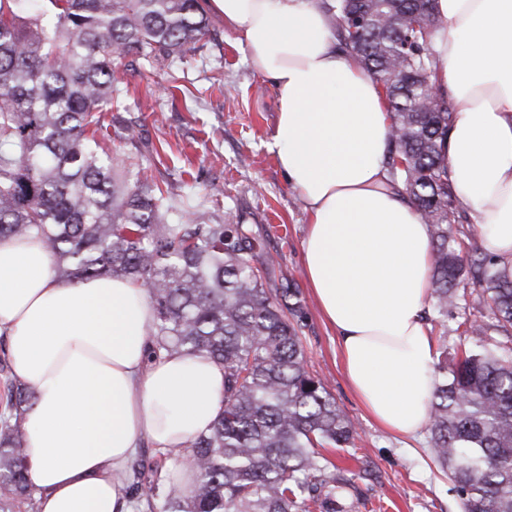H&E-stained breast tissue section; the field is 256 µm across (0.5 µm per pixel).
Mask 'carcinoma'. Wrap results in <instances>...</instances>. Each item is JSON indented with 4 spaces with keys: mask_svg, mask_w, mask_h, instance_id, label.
<instances>
[{
    "mask_svg": "<svg viewBox=\"0 0 512 512\" xmlns=\"http://www.w3.org/2000/svg\"><path fill=\"white\" fill-rule=\"evenodd\" d=\"M0 0V238L37 233L64 280L126 277L148 289L152 354H203L224 368V413L180 453L121 476L136 512H353L355 474L321 448L353 446L354 426L307 368L303 305L256 231L216 212L193 217L137 158L106 144L123 79L143 60L172 74L208 32L204 0ZM433 0H323L342 48L380 84L391 114L387 165L431 227L432 314L461 356L435 364L430 446L461 512H512V279L456 204L444 150L456 119L433 93ZM362 24L351 30L350 15ZM472 284V291L460 288ZM0 512L32 497L19 420L37 396L6 383ZM191 458L185 489L166 473Z\"/></svg>",
    "mask_w": 512,
    "mask_h": 512,
    "instance_id": "carcinoma-1",
    "label": "carcinoma"
}]
</instances>
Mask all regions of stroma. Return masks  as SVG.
Instances as JSON below:
<instances>
[{
    "mask_svg": "<svg viewBox=\"0 0 512 512\" xmlns=\"http://www.w3.org/2000/svg\"><path fill=\"white\" fill-rule=\"evenodd\" d=\"M205 46L174 76L136 62L124 77L125 107L113 113L112 147L139 156L153 179L173 187L196 213L258 225L276 258L273 284L291 280L304 305L303 347L309 371L322 377L352 420L353 448L331 459L350 467L363 503L355 512H460L453 484L435 460L430 433L401 440L366 415L342 371L337 337L324 323L306 282L301 243L307 215L268 149L278 116L271 81L257 74L247 51L217 14H209Z\"/></svg>",
    "mask_w": 512,
    "mask_h": 512,
    "instance_id": "stroma-1",
    "label": "stroma"
}]
</instances>
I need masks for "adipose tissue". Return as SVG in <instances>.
Masks as SVG:
<instances>
[{
  "mask_svg": "<svg viewBox=\"0 0 512 512\" xmlns=\"http://www.w3.org/2000/svg\"><path fill=\"white\" fill-rule=\"evenodd\" d=\"M279 102L269 143L307 213L309 288L345 377L399 436L429 420L435 345L424 318L430 226L386 166L391 114L336 43L322 0H210ZM435 88L456 121L445 151L457 204L512 278V0H436ZM154 310L123 277L59 279L38 236L0 239V336L38 512H131L118 483L143 443L184 449L224 408V369L202 355L148 360Z\"/></svg>",
  "mask_w": 512,
  "mask_h": 512,
  "instance_id": "ef3b65f1",
  "label": "adipose tissue"
}]
</instances>
